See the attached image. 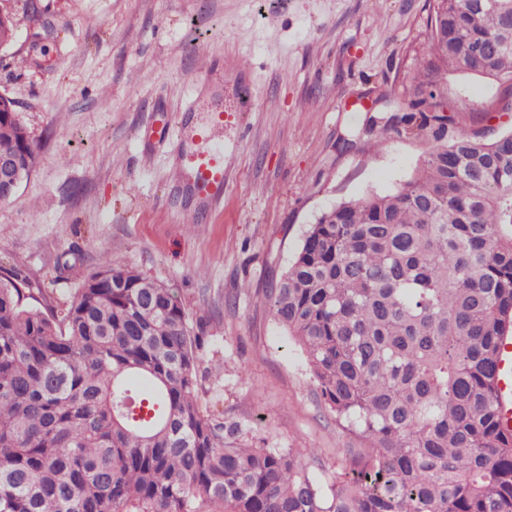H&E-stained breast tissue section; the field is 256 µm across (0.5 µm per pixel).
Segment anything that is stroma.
I'll return each mask as SVG.
<instances>
[{"label":"stroma","mask_w":512,"mask_h":512,"mask_svg":"<svg viewBox=\"0 0 512 512\" xmlns=\"http://www.w3.org/2000/svg\"><path fill=\"white\" fill-rule=\"evenodd\" d=\"M431 0H0L16 39L0 95L37 146L30 175L0 202V265L19 267L55 305L78 270L109 256L175 288L208 342L199 400L272 448H311L328 478L354 437L320 401L300 350L259 299L308 225L343 201L393 191L423 139L381 134L402 113L429 52ZM218 63L225 109L248 73L245 125L224 122L231 170L223 203L192 224L174 187L184 101ZM503 92L452 71L445 96L468 129ZM169 129L151 156L147 130Z\"/></svg>","instance_id":"obj_1"}]
</instances>
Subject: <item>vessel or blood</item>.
Returning <instances> with one entry per match:
<instances>
[{"instance_id":"b4317fda","label":"vessel or blood","mask_w":512,"mask_h":512,"mask_svg":"<svg viewBox=\"0 0 512 512\" xmlns=\"http://www.w3.org/2000/svg\"><path fill=\"white\" fill-rule=\"evenodd\" d=\"M195 115V105H187L182 114V125L191 129L192 143L180 146L176 166L187 212L197 219L223 200L228 163L222 139L223 108L213 109L204 123L195 122Z\"/></svg>"}]
</instances>
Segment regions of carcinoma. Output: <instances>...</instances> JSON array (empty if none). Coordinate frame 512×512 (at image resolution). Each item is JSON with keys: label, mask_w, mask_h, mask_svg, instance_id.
<instances>
[{"label": "carcinoma", "mask_w": 512, "mask_h": 512, "mask_svg": "<svg viewBox=\"0 0 512 512\" xmlns=\"http://www.w3.org/2000/svg\"><path fill=\"white\" fill-rule=\"evenodd\" d=\"M429 26L417 98L382 129L430 148L394 191L309 225L260 298L360 440L331 479L312 450L246 445L202 407L204 337L175 289L105 257L69 305H35L0 266V512H512V131L437 101L471 71L512 112V0H435ZM0 149L35 165L15 118Z\"/></svg>", "instance_id": "carcinoma-1"}]
</instances>
